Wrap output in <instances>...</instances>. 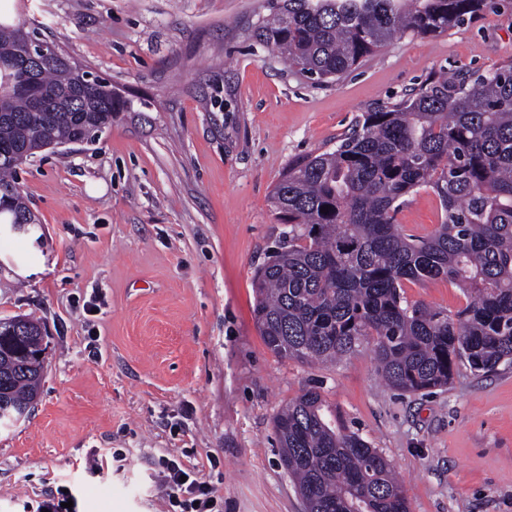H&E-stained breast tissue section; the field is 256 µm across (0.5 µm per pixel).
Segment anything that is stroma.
Instances as JSON below:
<instances>
[{"label": "stroma", "mask_w": 512, "mask_h": 512, "mask_svg": "<svg viewBox=\"0 0 512 512\" xmlns=\"http://www.w3.org/2000/svg\"><path fill=\"white\" fill-rule=\"evenodd\" d=\"M19 9L151 105L18 171L38 222L0 227V318L38 319L47 354L34 408L0 426V512H33L62 485L78 512H171L162 459L194 468L224 512H305L273 418L309 389L398 473L410 512H512V365L477 374L461 361L447 387L402 395L367 344L333 364L275 355L252 286L288 231L270 203L288 167L434 76L512 61V18L399 36L317 85L254 38L264 0H0L2 14ZM213 80L231 111H211ZM441 216L422 189L397 221L421 239ZM404 290L448 314L466 304L442 279Z\"/></svg>", "instance_id": "1"}]
</instances>
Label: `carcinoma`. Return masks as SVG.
I'll list each match as a JSON object with an SVG mask.
<instances>
[{
    "mask_svg": "<svg viewBox=\"0 0 512 512\" xmlns=\"http://www.w3.org/2000/svg\"><path fill=\"white\" fill-rule=\"evenodd\" d=\"M263 46L317 84L342 77L398 34L426 36L512 0H266ZM20 13L0 15V219L37 223L17 170L53 143L112 127L149 107L109 91L81 67L29 59L44 92L25 91ZM207 94L216 112L224 88ZM431 188L443 217L413 239L397 224L401 199ZM288 236L257 269L256 323L276 355L334 362L372 344L393 390L448 385L457 362L480 374L512 363V62L474 78L432 79L393 107L358 116L336 148L309 155L274 186ZM330 206L328 212L320 209ZM445 279L466 306L453 315L409 303L404 282ZM41 328L0 319V412H29L41 386ZM307 390L276 415L280 463L306 512H409L390 464L357 432L332 425Z\"/></svg>",
    "mask_w": 512,
    "mask_h": 512,
    "instance_id": "obj_1",
    "label": "carcinoma"
}]
</instances>
